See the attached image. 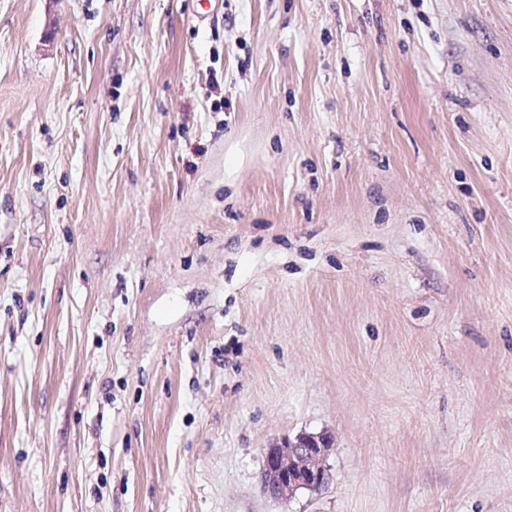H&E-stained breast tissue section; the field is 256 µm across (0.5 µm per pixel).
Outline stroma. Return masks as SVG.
Returning a JSON list of instances; mask_svg holds the SVG:
<instances>
[{"label":"stroma","instance_id":"1","mask_svg":"<svg viewBox=\"0 0 512 512\" xmlns=\"http://www.w3.org/2000/svg\"><path fill=\"white\" fill-rule=\"evenodd\" d=\"M0 512H512V0H0ZM332 447L328 434H298L284 446L267 448L262 471L263 489L277 499L291 498L298 490H318L329 474L324 459Z\"/></svg>","mask_w":512,"mask_h":512}]
</instances>
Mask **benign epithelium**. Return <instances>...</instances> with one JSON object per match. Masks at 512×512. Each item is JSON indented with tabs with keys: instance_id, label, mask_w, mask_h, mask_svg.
<instances>
[{
	"instance_id": "obj_1",
	"label": "benign epithelium",
	"mask_w": 512,
	"mask_h": 512,
	"mask_svg": "<svg viewBox=\"0 0 512 512\" xmlns=\"http://www.w3.org/2000/svg\"><path fill=\"white\" fill-rule=\"evenodd\" d=\"M332 447L328 434L301 433L283 446L266 449L262 471L263 489L277 499L292 497L298 490H318L329 474L324 459Z\"/></svg>"
}]
</instances>
